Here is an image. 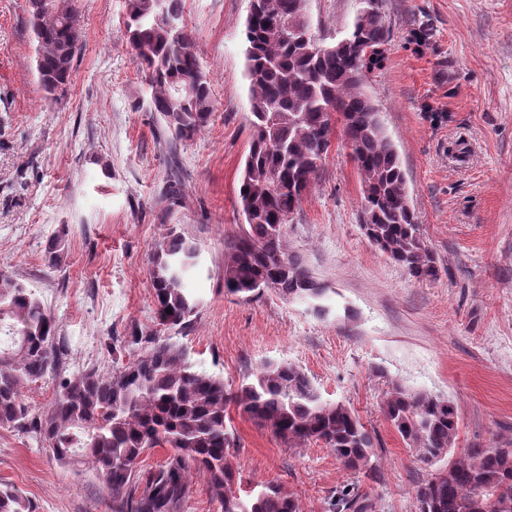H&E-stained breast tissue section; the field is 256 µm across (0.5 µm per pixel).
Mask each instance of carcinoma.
<instances>
[{
    "label": "carcinoma",
    "instance_id": "obj_1",
    "mask_svg": "<svg viewBox=\"0 0 512 512\" xmlns=\"http://www.w3.org/2000/svg\"><path fill=\"white\" fill-rule=\"evenodd\" d=\"M52 2L49 8L47 0H27V12L39 83L55 97L71 82L80 20L74 0ZM368 2L372 7L359 9L346 41L326 45L306 38L304 0H253L245 27L251 138L237 191L246 227L224 254L227 295L253 300L270 286L285 299L324 296L290 248L288 223L328 155L337 114L363 178L365 236L417 280L436 275L434 255L405 205L407 181L395 144L364 87L360 48L383 46L390 37L383 0H361ZM184 10L185 0H127L126 26L154 111L173 138L187 141L211 122L212 90ZM273 172L280 175L277 190ZM198 263L197 243L169 229L148 258L157 329L135 326L112 339V370L91 368L61 380L39 416L22 388L57 374L58 325L30 289L1 270L0 427L33 434L63 466H91L112 492V512H184L193 467L207 478L220 512H299L298 500L278 483L241 490L229 460L231 405L288 444L321 441L354 473L375 472V433L346 404L324 400L299 366L266 363L234 390L196 369L186 349L164 335L185 331L198 314L199 301L185 287ZM382 409L417 460L432 469L414 487L416 512L496 505L512 512V448L455 452L459 416L451 399L393 381ZM157 447L169 449L167 457L144 468V455ZM368 508L352 488L329 504V512ZM0 512H37V506L0 483Z\"/></svg>",
    "mask_w": 512,
    "mask_h": 512
}]
</instances>
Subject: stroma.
<instances>
[{
	"label": "stroma",
	"instance_id": "35a3bbf8",
	"mask_svg": "<svg viewBox=\"0 0 512 512\" xmlns=\"http://www.w3.org/2000/svg\"><path fill=\"white\" fill-rule=\"evenodd\" d=\"M77 7L83 50L53 99L38 83L26 0H0V269L55 317L63 374L111 370L113 337L153 328L148 254L175 224L200 249L188 283L198 315L177 337L192 361L234 387L265 363H294L377 433L368 478L323 443L290 445L230 407L242 488L273 480L301 512H326L353 485L371 512H414L427 472L382 413L392 380L454 401L458 448H512V0H384L390 38L365 90L438 273L416 280L365 238L363 180L335 134L288 226L291 248L326 290L323 316L271 291L252 301L224 292L225 244L244 222L250 0H185L213 115L182 142L152 110L126 0ZM358 9V0H311L315 35L338 41ZM57 235L64 247L51 267L44 251ZM0 481L38 512H112L92 470L60 466L11 429L0 428Z\"/></svg>",
	"mask_w": 512,
	"mask_h": 512
}]
</instances>
